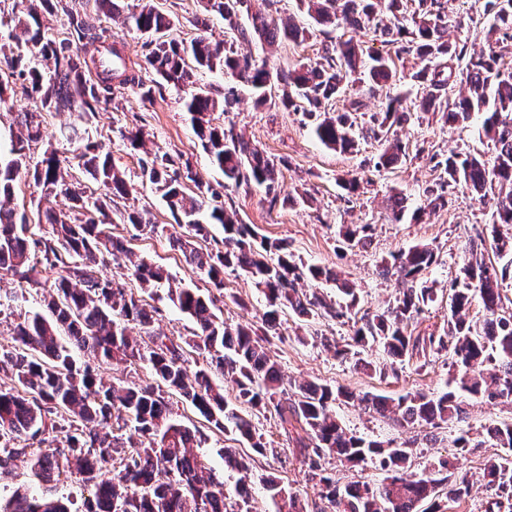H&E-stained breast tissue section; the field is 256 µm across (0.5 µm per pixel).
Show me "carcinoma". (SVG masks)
Masks as SVG:
<instances>
[{"mask_svg":"<svg viewBox=\"0 0 512 512\" xmlns=\"http://www.w3.org/2000/svg\"><path fill=\"white\" fill-rule=\"evenodd\" d=\"M115 14L117 0H38L37 4L11 18L9 37L40 46V62L22 65V59L0 47V103L12 85L40 104L38 112L10 113L16 134L10 147H0V275L9 276L21 288L41 294L47 313L26 314L10 336L13 349L0 353V369L14 374L15 384L0 388V470L9 471L16 461L25 463L29 480L0 500V512H250L249 463L224 449V472L238 475L235 499L224 493V480L207 467L199 448L204 435L194 424L174 416L170 395L190 402L210 426L223 433L235 432L252 442L255 452L264 445L255 439L248 410L273 409L283 431L300 429L295 438L303 450L316 456L330 455L358 467L376 460L386 474L379 485L352 481L340 485L328 475H319L320 497L334 512H416L417 504L438 498L456 503L470 495L465 480L447 474L433 478L422 472L404 474L409 460L407 444L382 443L349 434L336 419L333 406L349 397L340 387L304 382H284L281 368L267 347L269 331L277 325L279 312L288 308L300 316L349 318L357 305V289L331 268L307 265L296 258L285 240L271 241L245 224L236 211L221 202L222 193L203 182L190 165H179L164 153L140 159L142 180L149 183L171 212L184 234L169 235L170 246L182 253L192 269L216 289L224 287V273L238 272L264 294L272 310L262 314L261 326L232 324L214 312L215 301L198 288L175 282L160 265L144 259L133 261L120 240L112 235V203L129 195L131 186L112 164L111 154L82 136L74 123L68 136L76 144L73 158L62 157L49 146L34 162L24 142L43 138L42 113L68 110L88 118L112 101L113 82L128 86L144 101L153 99L161 83L183 89L185 111L211 163L224 174V190L253 186L272 192L277 180L273 160L244 135L236 123L215 116L231 112L237 102L234 88L222 101L194 90L193 72L219 71L233 81L251 87L256 102L267 103V90L283 86L282 104L316 116L313 133L326 147L343 154L358 149L354 133L359 98L348 99L346 110L332 109V101L344 83L364 74L369 91L386 87L396 76L395 59L412 55L421 66L409 79L422 89L416 107L438 112L448 125L466 123L482 115L484 136L495 145L491 160L454 154L442 159L432 155L440 170L438 182L424 189L426 207L432 211L448 206L449 190L462 184L479 200L501 188L494 202L493 223L512 224V70L500 63L493 50L472 54L466 68L467 94L450 98L457 83V66L466 55L465 46L448 42L449 16L441 0H418L417 16L404 15V0H299L319 26L340 22L350 28H369L394 47V55L365 50L353 39L327 40L318 59L294 69L270 71L248 53L213 44L204 37L190 43L170 35L173 22L154 6L143 3L128 13L124 25L147 37L151 51L144 69L157 79L148 84L141 70L127 65L117 49H108V37L89 22L84 6ZM245 0H200L202 14H217L237 40L255 39L272 44L280 38L300 44L311 29L273 17L256 14L250 25L237 22ZM492 15L486 39L512 40V0H486ZM63 14L71 38L61 41L42 28L41 13ZM79 46H73V43ZM412 117L405 100L386 97L377 112L369 115L366 133L382 147L377 167L386 168L405 152L395 128ZM122 140L137 149L144 132L137 127H118ZM78 168L84 177L105 189L102 197L86 194L70 173ZM30 176L43 196L63 198L69 211L44 212L52 228L49 238L28 235L26 213L11 206L19 174ZM390 220L398 223L406 210V198H389ZM119 220L137 228L156 231L146 211H115ZM224 228L221 246L205 252L195 239L209 234L208 226ZM371 224H342L339 242L345 248H364L371 241ZM485 240L472 241L461 257V279L451 286L448 335L414 336L409 323L434 300V289L424 275L436 263L434 250L416 245L382 259L387 275L402 284L392 304L381 313L364 314L351 343L337 354H361L377 344L394 362L420 353L448 352L455 369L453 388L436 393L391 397L367 394L361 398L368 411L389 417L400 425L438 428L461 421L464 399L486 396L512 404V310L504 304L501 282L512 273V240L497 235L492 251L494 263L481 259ZM112 262L127 270L140 284L134 291L103 277L98 266ZM56 271L48 285L45 270ZM335 285L344 303L324 296H308L299 289L303 279ZM167 285L169 301L193 324L191 336L178 341L159 336L152 329L155 309L144 294ZM485 311L481 323L467 320L474 301ZM135 323L147 339L127 334ZM200 351L204 360L194 378L184 369L186 348ZM87 354L89 362L76 363L71 349ZM114 360L145 362L155 383L149 385H104L96 367ZM219 372L232 383L234 399L214 381ZM130 428L133 433L123 434ZM493 445L502 449L484 464V490L497 507L512 500V423L486 427ZM78 476L90 488L82 505L56 493L62 476ZM278 512H303L298 496L279 478H263Z\"/></svg>","mask_w":512,"mask_h":512,"instance_id":"obj_1","label":"carcinoma"}]
</instances>
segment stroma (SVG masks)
<instances>
[{
	"instance_id": "1",
	"label": "stroma",
	"mask_w": 512,
	"mask_h": 512,
	"mask_svg": "<svg viewBox=\"0 0 512 512\" xmlns=\"http://www.w3.org/2000/svg\"><path fill=\"white\" fill-rule=\"evenodd\" d=\"M138 0H123L121 10L112 17L96 19L97 28L120 41L126 60L143 62L149 52L145 37L129 30L123 24L126 13ZM486 0H446L449 14L456 20L448 31L449 41L467 44L469 51L477 52L486 47V33L492 23L485 10ZM154 5L174 21V37L189 40L205 34L210 40L236 44L239 52L267 59L270 65L291 68L316 58L325 37L346 39L356 37L367 46L381 48L378 36L368 30L356 33L343 26H327L325 33L317 34L303 45L288 41L268 44L260 40L236 43L233 30L225 27L221 18H211L205 30H198L196 19L201 10L198 0H153ZM420 65L413 56H406L396 63L395 82L383 92L369 95L356 92L354 87L342 89L336 98L337 107H344L349 98L362 99L364 112L376 111L386 96H402L414 101L421 93L411 85L408 75ZM238 101L231 117L249 141L265 152L279 168L275 191L279 197H291L292 202L283 207L270 208L265 189L251 192L230 193L228 202L236 209L244 223L254 225L257 231L271 240H287L297 258L305 264L333 267L342 271L345 278L359 289L356 315L371 314L392 303L397 284L394 277L383 276L379 265L390 253L415 244L433 248L437 263L428 275L437 295L424 313L415 319L410 329L413 335H440L448 330L450 287L459 274L461 255L470 240L489 237L492 230V204L473 199L470 190L459 186L451 190L446 209L422 212L423 190L434 184L438 172L429 157L433 154L476 155L490 158L494 146L483 134L479 119L464 125L449 126L439 117L421 112L414 113L411 123L397 131L406 154L395 165L377 169L379 144L373 139L362 141L358 152L342 154L321 144L310 131L309 119L300 112L269 104L258 108L255 96L247 86H239ZM183 93L170 86L157 91L152 101L141 100L134 90L119 88L114 92V104L84 122L86 137L101 143L112 155L113 164L124 172L133 186L125 202L126 208L145 209L159 232L136 231L131 225L116 223L112 226L114 237L129 247L135 258H146L167 267L174 279L193 288H205L204 279L193 274L182 254L171 248L165 227L174 219L167 206L148 183L141 178L139 159L144 153L169 154L190 162L199 177L213 187L224 183L223 173L215 168L194 133L189 115L182 103ZM142 128L145 140L142 149L134 150L123 142L113 130L114 124ZM357 177L359 190L352 195L342 189L343 179ZM308 192L311 203H298V193ZM408 199L412 211H420V218L411 213L397 224L384 219L388 199L393 193ZM12 206L28 214L30 232L34 237L47 238L51 227L39 223L38 214L46 209H61L65 203L59 199H45L29 178H21L19 188L11 201ZM371 224L375 231L372 242L364 250L338 251L339 224ZM244 299V306H237V299ZM0 302L9 306L0 313V347L10 348L12 339L8 332L19 315L39 309L36 295L20 288L11 279L0 280ZM224 319L232 323H256L267 309L264 294L245 276L225 273L224 295L216 303ZM352 323H342L327 317L315 319L301 317L291 310L279 315L276 331L270 335V350L277 359L285 378L313 381L345 389L362 395L365 393L399 396L414 392H433L444 389L450 380V361L447 353H428L396 363L386 377L372 375L357 365L355 357L337 355L339 346L350 343ZM180 420L203 427L206 442L203 452L216 473L224 471L220 449L236 448L250 452L246 440L230 432L219 433L206 429L205 421L188 402L175 403ZM464 421H453L434 430L417 426L399 427L391 420L366 412L356 404H339L337 417L349 433L379 441L410 442L412 467L415 470L435 472L439 461L454 457L458 463L454 471L457 479L468 481L470 496L449 504L447 512H485L487 494L481 488L483 467L494 449L486 441V426L499 422H512V405L497 404L482 398L466 402ZM251 419L265 450L255 455L251 485L252 512H276V507L259 483L262 475L278 477L289 490L298 492L306 512H317L320 486L307 461L301 455L294 439L285 437L276 416L270 413H252ZM468 431L476 448L465 457L455 455L453 440L461 431Z\"/></svg>"
}]
</instances>
